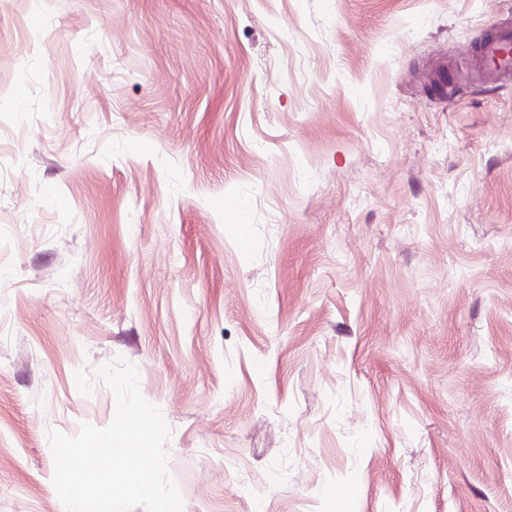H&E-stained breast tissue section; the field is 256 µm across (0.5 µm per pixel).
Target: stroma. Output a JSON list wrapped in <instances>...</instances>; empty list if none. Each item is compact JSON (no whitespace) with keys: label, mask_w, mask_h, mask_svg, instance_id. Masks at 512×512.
<instances>
[{"label":"stroma","mask_w":512,"mask_h":512,"mask_svg":"<svg viewBox=\"0 0 512 512\" xmlns=\"http://www.w3.org/2000/svg\"><path fill=\"white\" fill-rule=\"evenodd\" d=\"M512 0H0V512L134 364L183 512H512ZM512 74V30L503 29L486 40L480 50L478 66L473 69L468 81H482L488 74L496 76Z\"/></svg>","instance_id":"35a3bbf8"}]
</instances>
